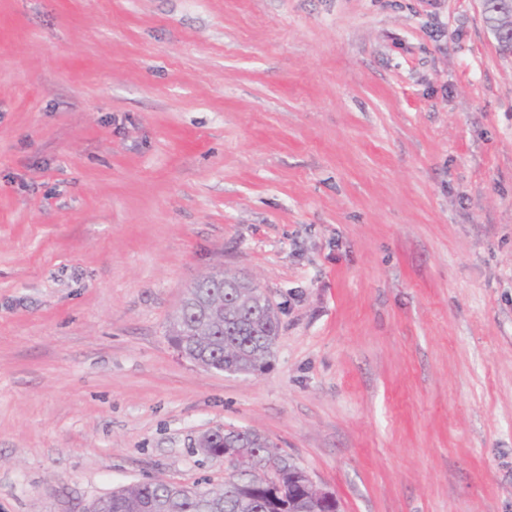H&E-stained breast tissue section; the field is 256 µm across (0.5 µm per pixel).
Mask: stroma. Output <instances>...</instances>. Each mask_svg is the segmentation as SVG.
<instances>
[{
	"instance_id": "35a3bbf8",
	"label": "stroma",
	"mask_w": 512,
	"mask_h": 512,
	"mask_svg": "<svg viewBox=\"0 0 512 512\" xmlns=\"http://www.w3.org/2000/svg\"><path fill=\"white\" fill-rule=\"evenodd\" d=\"M256 281L255 375L178 355ZM255 430L341 512H512V55L480 0H0V512ZM244 279L222 273L196 280L169 323L171 342L204 368L253 375L270 363L278 316L261 288H237Z\"/></svg>"
}]
</instances>
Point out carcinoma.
Wrapping results in <instances>:
<instances>
[{
	"instance_id": "obj_1",
	"label": "carcinoma",
	"mask_w": 512,
	"mask_h": 512,
	"mask_svg": "<svg viewBox=\"0 0 512 512\" xmlns=\"http://www.w3.org/2000/svg\"><path fill=\"white\" fill-rule=\"evenodd\" d=\"M240 276L209 274L194 282L169 323L172 343L202 367L253 375L270 363L279 320L259 288H240ZM202 453L235 456L219 488L164 479L134 483L93 502L88 512H334L298 491L299 464L266 436L228 426L205 432Z\"/></svg>"
}]
</instances>
